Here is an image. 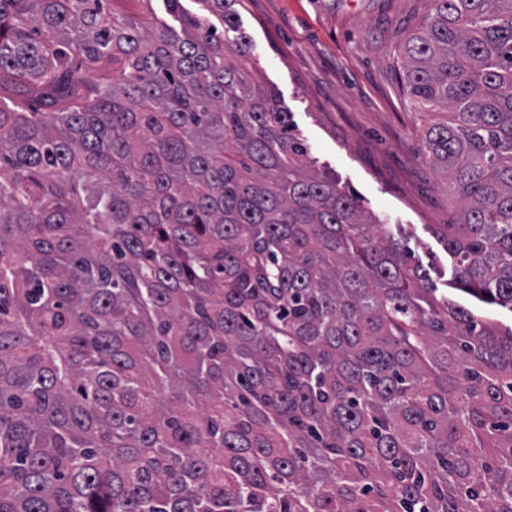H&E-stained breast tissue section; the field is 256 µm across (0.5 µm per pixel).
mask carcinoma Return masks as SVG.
<instances>
[{
  "label": "carcinoma",
  "instance_id": "cac0c4a2",
  "mask_svg": "<svg viewBox=\"0 0 512 512\" xmlns=\"http://www.w3.org/2000/svg\"><path fill=\"white\" fill-rule=\"evenodd\" d=\"M196 2L179 38L0 0V512H512V328L309 169L241 0ZM432 2L400 81L451 114L448 284L512 311V0Z\"/></svg>",
  "mask_w": 512,
  "mask_h": 512
}]
</instances>
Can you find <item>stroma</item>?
Wrapping results in <instances>:
<instances>
[{
  "instance_id": "obj_1",
  "label": "stroma",
  "mask_w": 512,
  "mask_h": 512,
  "mask_svg": "<svg viewBox=\"0 0 512 512\" xmlns=\"http://www.w3.org/2000/svg\"><path fill=\"white\" fill-rule=\"evenodd\" d=\"M430 9V0H244L238 23L314 168L386 222L441 297L451 259L434 230L457 223L462 203L429 165L424 133L448 113L420 107L396 75L406 34Z\"/></svg>"
}]
</instances>
